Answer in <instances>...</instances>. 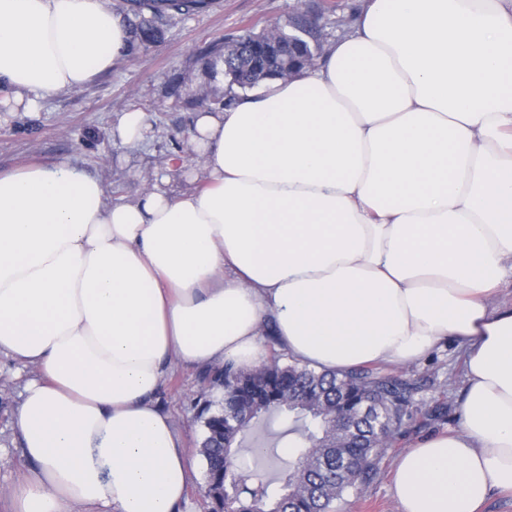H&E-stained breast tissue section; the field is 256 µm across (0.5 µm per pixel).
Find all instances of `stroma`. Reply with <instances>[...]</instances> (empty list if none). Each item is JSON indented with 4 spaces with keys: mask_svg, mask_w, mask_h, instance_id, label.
I'll use <instances>...</instances> for the list:
<instances>
[{
    "mask_svg": "<svg viewBox=\"0 0 512 512\" xmlns=\"http://www.w3.org/2000/svg\"><path fill=\"white\" fill-rule=\"evenodd\" d=\"M322 0H213L211 8L171 27L162 42L148 51L132 50L109 73L82 88L44 101L36 112L0 111V170L33 162L70 159L96 175L108 191V201H134L167 175L175 194L198 187L191 153L172 151L168 133L174 123L190 125L192 111L175 108L169 81L182 76L186 93L222 95V81L213 79L199 57L202 47L226 34L262 31L282 26L297 12L312 11ZM138 110L150 130L139 144L117 138L113 128L121 112ZM382 371L416 381L414 406L366 483L337 503L338 512H400L392 492V472L398 455L421 436L458 426L465 389L464 348L448 338L426 358L407 364H382ZM204 369L173 366L158 393V401L183 436L190 453H197L202 435L204 401L218 402L220 392L204 383ZM23 380L14 365L0 358V512H11L10 489L22 474L14 429V411ZM447 414L431 416L438 402ZM292 421L282 414L265 416L241 438L243 475L254 483L282 477L288 471L285 443L298 440Z\"/></svg>",
    "mask_w": 512,
    "mask_h": 512,
    "instance_id": "obj_1",
    "label": "stroma"
}]
</instances>
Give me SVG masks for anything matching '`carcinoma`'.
Returning <instances> with one entry per match:
<instances>
[{
	"instance_id": "obj_1",
	"label": "carcinoma",
	"mask_w": 512,
	"mask_h": 512,
	"mask_svg": "<svg viewBox=\"0 0 512 512\" xmlns=\"http://www.w3.org/2000/svg\"><path fill=\"white\" fill-rule=\"evenodd\" d=\"M210 7V0H120L130 42L148 50L164 39L178 19ZM319 52L318 30L296 15L288 27L225 36L200 51L210 72L221 69L228 89L210 101L211 110L232 104L233 88L245 90L288 74V41ZM222 389L216 410L202 408L200 455L206 464L207 512H333V505L357 489L373 471L389 440L409 413L417 383L396 374L361 367L341 375L318 373L273 354L250 370L226 365L210 375ZM367 415H362L364 408ZM294 415L301 423V465L285 481L240 486L235 444L246 426L272 413Z\"/></svg>"
}]
</instances>
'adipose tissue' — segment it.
Returning a JSON list of instances; mask_svg holds the SVG:
<instances>
[{"label": "adipose tissue", "mask_w": 512, "mask_h": 512, "mask_svg": "<svg viewBox=\"0 0 512 512\" xmlns=\"http://www.w3.org/2000/svg\"><path fill=\"white\" fill-rule=\"evenodd\" d=\"M105 0H0V106L31 112L124 57ZM201 185L107 202L74 162L0 172V356L13 512H193L196 466L157 393L172 362L318 371L465 343L458 427L400 454L401 512L512 492V0H364L312 67L186 139ZM31 371L23 370L18 377L14 365L4 357L0 358V512L11 511L10 489L25 468L14 429V411L23 381Z\"/></svg>", "instance_id": "1"}]
</instances>
